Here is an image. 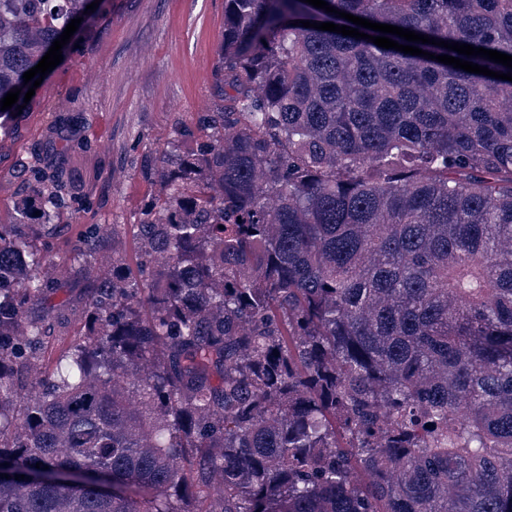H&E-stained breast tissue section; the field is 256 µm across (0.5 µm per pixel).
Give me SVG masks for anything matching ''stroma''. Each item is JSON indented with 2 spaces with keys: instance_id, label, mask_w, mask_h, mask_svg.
Instances as JSON below:
<instances>
[{
  "instance_id": "35a3bbf8",
  "label": "stroma",
  "mask_w": 512,
  "mask_h": 512,
  "mask_svg": "<svg viewBox=\"0 0 512 512\" xmlns=\"http://www.w3.org/2000/svg\"><path fill=\"white\" fill-rule=\"evenodd\" d=\"M224 34V0H112V28L93 49H73L39 89L47 107L80 131L69 149L84 153L104 185L92 199L73 193L59 223L42 238L65 254L92 225L126 224L151 207L155 189L138 172L142 154L170 149L180 127L217 101L213 71ZM44 117L33 114L19 148L0 157V208L29 194L21 170L42 144ZM70 301L46 342L66 346L79 332L87 296L68 284Z\"/></svg>"
}]
</instances>
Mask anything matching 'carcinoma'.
I'll return each instance as SVG.
<instances>
[{
	"instance_id": "cac0c4a2",
	"label": "carcinoma",
	"mask_w": 512,
	"mask_h": 512,
	"mask_svg": "<svg viewBox=\"0 0 512 512\" xmlns=\"http://www.w3.org/2000/svg\"><path fill=\"white\" fill-rule=\"evenodd\" d=\"M326 2L512 56V0ZM86 6L0 0V144ZM296 20L355 27L224 0L218 102L141 157L153 205L66 256L38 246L75 163L47 124L36 207L0 216V512H512V81ZM71 282L88 320L48 365Z\"/></svg>"
}]
</instances>
